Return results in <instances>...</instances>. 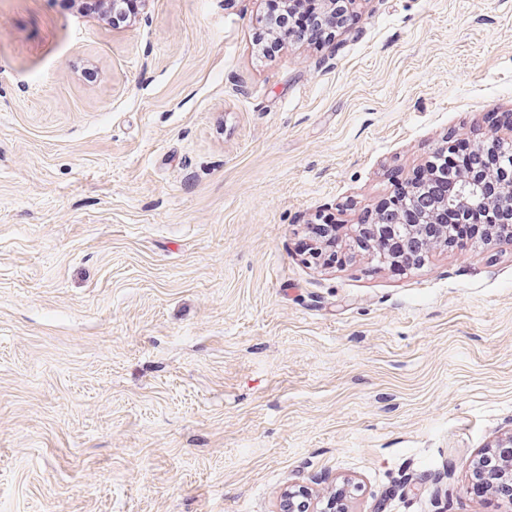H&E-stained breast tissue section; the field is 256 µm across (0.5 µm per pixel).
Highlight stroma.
<instances>
[{"label":"stroma","mask_w":512,"mask_h":512,"mask_svg":"<svg viewBox=\"0 0 512 512\" xmlns=\"http://www.w3.org/2000/svg\"><path fill=\"white\" fill-rule=\"evenodd\" d=\"M0 0V512H512V242L403 271L350 228L450 141L512 146V0ZM333 215L347 254L310 263ZM266 1L271 30L267 33L266 46L268 48L271 49L276 43L287 40L290 33L315 44L320 42L325 35L327 27L320 22L321 6L316 2L318 0ZM494 460L490 454L488 457L480 461V464L474 470V476L478 479L479 483L487 484L488 476L492 473V469L495 468ZM485 474L487 478H485ZM495 479L500 480H512V457L507 460H503L498 467L495 468L494 475ZM488 485V484H487Z\"/></svg>","instance_id":"obj_1"}]
</instances>
